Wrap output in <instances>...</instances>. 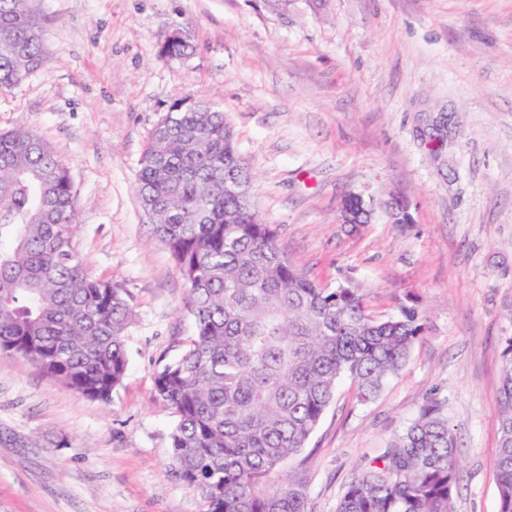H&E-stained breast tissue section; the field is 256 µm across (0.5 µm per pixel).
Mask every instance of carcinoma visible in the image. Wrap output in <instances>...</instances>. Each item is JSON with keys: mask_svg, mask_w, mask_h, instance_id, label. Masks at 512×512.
<instances>
[{"mask_svg": "<svg viewBox=\"0 0 512 512\" xmlns=\"http://www.w3.org/2000/svg\"><path fill=\"white\" fill-rule=\"evenodd\" d=\"M43 24L27 0H0V86L41 64ZM252 174L216 103L153 127L137 193L187 286L194 332L155 373L176 416L174 466L202 512H308L307 484L274 476L307 446L351 380L376 397L406 363L418 309L371 314L362 289L299 269L257 208L224 184ZM69 172L36 131L0 132V358L21 356L78 395L107 404L125 376L128 294L90 274L78 252ZM495 459L499 512H512V336L504 338ZM459 470L443 405L429 401L344 485L336 512H454Z\"/></svg>", "mask_w": 512, "mask_h": 512, "instance_id": "carcinoma-1", "label": "carcinoma"}]
</instances>
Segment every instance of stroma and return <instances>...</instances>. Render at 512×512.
<instances>
[{"label": "stroma", "instance_id": "35a3bbf8", "mask_svg": "<svg viewBox=\"0 0 512 512\" xmlns=\"http://www.w3.org/2000/svg\"><path fill=\"white\" fill-rule=\"evenodd\" d=\"M45 56L0 88V131L30 128L67 166L79 256L129 295L128 366L109 404L20 357L0 360V512H202L171 459L158 366L193 334L185 282L136 188L153 126L178 99L224 110L253 196L290 259L352 279L372 313L416 305L423 332L363 401L336 389L291 468L309 512H335L358 466L430 399L461 450L455 512H498L502 340L512 335V0H28ZM185 56L161 59L173 31ZM368 190L409 204L345 224Z\"/></svg>", "mask_w": 512, "mask_h": 512}]
</instances>
